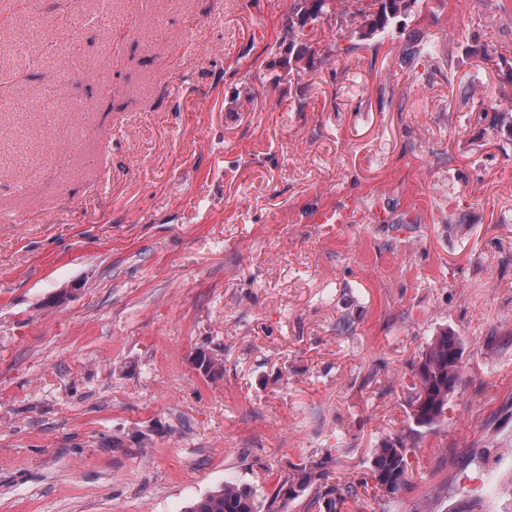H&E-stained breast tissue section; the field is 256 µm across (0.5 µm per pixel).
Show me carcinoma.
I'll return each mask as SVG.
<instances>
[{"instance_id": "cac0c4a2", "label": "carcinoma", "mask_w": 512, "mask_h": 512, "mask_svg": "<svg viewBox=\"0 0 512 512\" xmlns=\"http://www.w3.org/2000/svg\"><path fill=\"white\" fill-rule=\"evenodd\" d=\"M333 0H297L293 15L288 17L282 41L288 42V58L283 67L302 60L308 51L304 29L330 12ZM430 0H378L377 10L365 16L359 36L384 39L393 35L405 16L417 4ZM464 346L462 339L446 329L433 336L421 352L413 369L408 390L411 393L412 421L419 428H431L446 419L448 404L460 383V363ZM414 449L402 439L390 440L373 449L369 472L356 483L340 487L315 485L323 479L305 469L283 480L275 498L284 501L308 499L307 508L318 506L324 512H347L354 507L362 512L368 501L391 500L413 483L415 470L411 464ZM188 512H272L265 509L256 491L248 484L226 481L188 507Z\"/></svg>"}]
</instances>
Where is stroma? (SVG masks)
Instances as JSON below:
<instances>
[{
    "label": "stroma",
    "mask_w": 512,
    "mask_h": 512,
    "mask_svg": "<svg viewBox=\"0 0 512 512\" xmlns=\"http://www.w3.org/2000/svg\"><path fill=\"white\" fill-rule=\"evenodd\" d=\"M293 4L0 0L32 50L0 47V512L357 481L444 328L461 383L375 512H456L447 482L512 512V0L381 41L333 0L286 74ZM353 206L352 205H331L318 210L314 217V224H326L325 228L330 233H335L336 228H340L343 224L353 222Z\"/></svg>",
    "instance_id": "stroma-1"
}]
</instances>
